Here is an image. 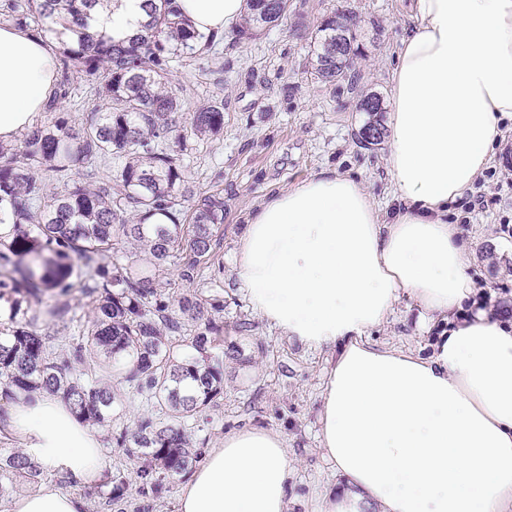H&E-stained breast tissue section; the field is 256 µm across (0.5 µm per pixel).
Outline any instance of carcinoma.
Wrapping results in <instances>:
<instances>
[{"label":"carcinoma","mask_w":512,"mask_h":512,"mask_svg":"<svg viewBox=\"0 0 512 512\" xmlns=\"http://www.w3.org/2000/svg\"><path fill=\"white\" fill-rule=\"evenodd\" d=\"M98 0H0L4 16L22 28L69 31L57 60L62 80L46 104L47 118L20 143H0V399L15 391H48L91 426L109 427L112 410L129 399L143 413L134 425L108 431L122 451L139 495L161 499L173 480L202 457L206 439L195 421L224 396V361L249 364L240 345L224 343V294L159 288L168 267L193 284L224 274L219 255L224 190L197 193L184 157L224 133V104L185 105L172 76L189 58L224 42L203 36L175 0H146L145 34L129 43L89 33ZM291 0H247L236 29L250 39L278 25ZM355 13L346 6L317 27L312 70L340 94L358 97L368 115L365 145L384 138L382 97L360 90L354 59L361 55ZM344 49L336 51V41ZM93 87L104 106L74 123L59 103L74 83ZM107 164L99 176L93 165ZM79 172L76 178L72 171ZM63 182V189L51 188ZM54 289L62 301L43 302ZM89 299L91 312L71 304ZM65 338L59 352L51 338ZM120 371V387L102 383L96 368ZM37 465L15 450L0 456V501L40 483ZM127 476H105L100 507L123 498Z\"/></svg>","instance_id":"obj_1"}]
</instances>
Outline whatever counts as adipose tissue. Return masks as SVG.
<instances>
[{"mask_svg":"<svg viewBox=\"0 0 512 512\" xmlns=\"http://www.w3.org/2000/svg\"><path fill=\"white\" fill-rule=\"evenodd\" d=\"M204 34L238 26L246 0H178ZM144 0H105L92 30L126 41ZM392 74L387 166L400 206L383 219L363 184L323 170L270 195L241 235L234 272L254 309L287 335L337 348L320 395V446L344 479L323 512H512V324L463 305L476 294L448 205L487 167L512 120V0H413ZM70 34L0 23V141L42 112ZM409 293L439 327L431 355L364 337ZM0 424L71 490L43 484L4 512H86L101 478L94 428L56 396L16 394ZM294 467L276 430L225 433L182 484L177 512H288Z\"/></svg>","mask_w":512,"mask_h":512,"instance_id":"1","label":"adipose tissue"}]
</instances>
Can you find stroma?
<instances>
[{
	"mask_svg": "<svg viewBox=\"0 0 512 512\" xmlns=\"http://www.w3.org/2000/svg\"><path fill=\"white\" fill-rule=\"evenodd\" d=\"M360 16L363 54L355 67L363 91L389 97L398 49L414 24L411 0H291L286 18L259 38L225 37L215 52L185 62L173 83L191 105L224 104L223 137L198 146L186 158L193 188L224 190V326L251 320L240 344L252 360L247 367L225 365L224 396L200 419L208 445L227 431L260 426L281 432L294 470L288 512H321L328 489L339 478L319 444L317 412L331 349L286 336L260 316L240 288L234 259L251 211L270 194L292 187L325 169L354 177L382 216L394 215L386 158L388 143L363 146L358 132L367 120L356 99L338 95L307 63L303 36L342 4ZM489 173L448 205V220L460 225L469 253L476 302L497 319L512 320V122L503 128ZM488 202L466 213L476 196ZM434 324L419 323L418 308L401 296L388 320L369 329L380 348L431 353Z\"/></svg>",
	"mask_w": 512,
	"mask_h": 512,
	"instance_id": "35a3bbf8",
	"label": "stroma"
}]
</instances>
